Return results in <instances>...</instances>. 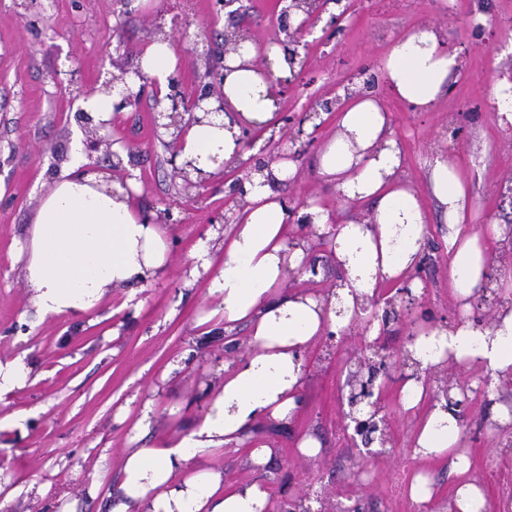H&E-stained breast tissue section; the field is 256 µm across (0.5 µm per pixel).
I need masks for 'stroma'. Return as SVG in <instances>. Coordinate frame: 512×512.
<instances>
[{"label":"stroma","mask_w":512,"mask_h":512,"mask_svg":"<svg viewBox=\"0 0 512 512\" xmlns=\"http://www.w3.org/2000/svg\"><path fill=\"white\" fill-rule=\"evenodd\" d=\"M44 14L27 12L15 0H0V362L22 360L25 384L0 396V419L24 417L20 427L0 429V512H110L122 474L126 448L152 447L188 435L210 405L212 385L224 377V348L249 351L246 326L228 330L211 312L217 300L209 278L192 277L193 254L216 230V214L237 212L243 196L234 183L244 171L227 168L214 175L202 196L180 195L170 152L150 126L157 93L147 87L139 107L116 113L111 136L139 148L130 172L138 184L135 203L156 214L179 201V224L168 226V275L120 289L83 318L41 316L25 284L35 215L60 172L75 167L107 171V155L75 158L81 130L74 114L84 101L76 87L56 84L54 70L79 68L84 86L102 87L117 67H129L149 43L156 23L173 28L193 16L190 41L200 52L224 50L227 14L211 16L208 0H147L139 8L123 0H42ZM346 17L337 29L317 23L307 36L308 65L289 89L278 115L280 131L290 116L311 102L334 97L338 81L374 78L372 96L390 114L392 137L405 159V176L417 189L429 216L432 261L420 292L433 311L455 312L448 278V223L428 186L431 159L449 154L468 179L473 229L495 222L512 226V128L497 121L495 82L512 74V0H342ZM338 4V5H341ZM338 5L325 7L332 14ZM431 24L445 32L462 54L463 69L434 111L416 112L389 91L378 63L391 41ZM199 54L176 50V68L189 92L201 88ZM313 143L295 156L294 180L272 183L289 199H317L337 220L367 213V206L340 201L334 186L318 174L324 144L337 132L336 116L322 113ZM310 250L326 264L322 279L288 277L285 288L327 293L340 271L331 239L312 237ZM345 352L327 355L324 343L307 349L304 406L289 423L261 420L254 436L274 447L266 466L271 499L317 493L323 512H408L396 503L391 485L401 469L423 474L438 499L455 485L447 460H423L410 453L416 418L402 408L401 371L384 375L385 406L394 416L392 438L399 457L365 460L342 430L349 367ZM487 398L471 395L462 429L472 474L499 467L512 476V447L499 445L488 426ZM150 427L138 433L143 406ZM310 436L320 444L314 457L298 445Z\"/></svg>","instance_id":"35a3bbf8"}]
</instances>
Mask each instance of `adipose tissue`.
I'll return each mask as SVG.
<instances>
[{"label": "adipose tissue", "mask_w": 512, "mask_h": 512, "mask_svg": "<svg viewBox=\"0 0 512 512\" xmlns=\"http://www.w3.org/2000/svg\"><path fill=\"white\" fill-rule=\"evenodd\" d=\"M175 57L171 40L156 37L140 54L141 71L166 93ZM225 63L224 112L186 126L179 162L218 173L233 164L243 146L242 128L269 126L277 111L274 83L265 80L256 48L245 40ZM462 65L456 48L426 25L395 39L380 63L391 93L417 112L432 111L447 97ZM338 133L319 158V175L346 200L372 205L365 217L335 222L331 212L308 201L301 215L317 232L335 226V255L344 272L330 297L302 291L283 293L290 271L308 265L306 240H289L291 219L285 201L269 179L293 180L296 165L284 159L271 171L253 173L244 208L217 234L224 263L212 270L208 251L197 257L202 271H213L209 292L217 296L225 328L244 324L250 352L212 392L210 407L193 432L177 442L124 453L120 499L113 512H266L270 492L263 469L271 445L251 441L256 421H293L303 408V354L327 332L347 329L354 310L377 289L402 284L419 259L427 213L418 192L404 177L403 156L390 132L382 104L354 95L337 116ZM428 184L449 226L448 275L461 309L448 326L420 325L409 350L426 369L453 363L477 370L495 382L512 378V307L499 309L492 326L476 325L470 300L485 280L487 240L504 241L500 225L473 231L465 223L468 185L458 165L435 157ZM170 242L163 225L136 210L127 189L107 192L101 174L67 173L41 200L33 224L24 278L42 316L80 317L113 291L162 276L168 270ZM405 409L424 407L412 441L422 459H448L460 480L448 502L438 503L430 485L416 480L411 498L420 512H492L477 482L467 479L470 462L454 409L429 399L423 380L408 379L401 389ZM250 445L257 475L226 484L224 471L193 468L196 457L229 445Z\"/></svg>", "instance_id": "obj_1"}]
</instances>
